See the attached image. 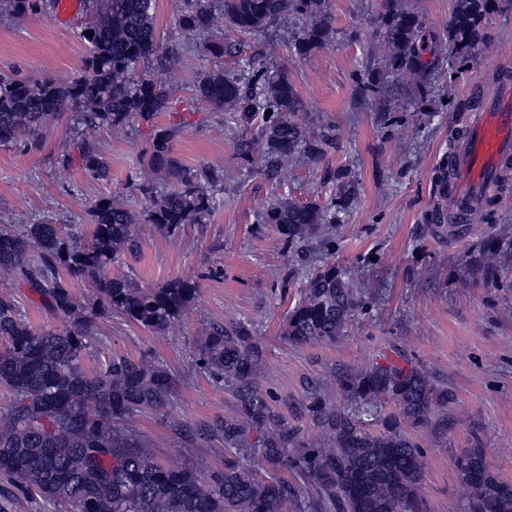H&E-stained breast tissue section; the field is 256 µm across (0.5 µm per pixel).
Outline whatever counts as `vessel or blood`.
Masks as SVG:
<instances>
[{
  "instance_id": "vessel-or-blood-1",
  "label": "vessel or blood",
  "mask_w": 512,
  "mask_h": 512,
  "mask_svg": "<svg viewBox=\"0 0 512 512\" xmlns=\"http://www.w3.org/2000/svg\"><path fill=\"white\" fill-rule=\"evenodd\" d=\"M512 161V76L503 75L488 95L474 93L462 132L448 149L431 224L454 223L458 237L470 230L476 209L497 192L501 169Z\"/></svg>"
}]
</instances>
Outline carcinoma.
Instances as JSON below:
<instances>
[{"mask_svg": "<svg viewBox=\"0 0 512 512\" xmlns=\"http://www.w3.org/2000/svg\"><path fill=\"white\" fill-rule=\"evenodd\" d=\"M18 14L37 13L44 0H3ZM325 0H190L177 17L178 27L197 33L200 55L218 60L230 53L224 30L258 37L284 15L301 23L289 45L306 57L336 35ZM383 0L377 16L382 67L416 79L420 96L431 93L432 77L448 67V79L466 70L487 42L492 15L512 8V0H453L443 34L425 30L421 16ZM97 18L81 38L89 46L82 73L65 83L0 76V144L24 139L42 148L41 131L70 114L94 129L125 131L132 116L150 123L166 111L172 78L135 77L139 63L162 52L153 22V0H99ZM241 73L205 72L196 99L244 121L265 116L258 139H243L239 151L258 157L261 171L275 176L296 163H316L335 137L310 134L299 121L306 104L285 69L269 70L258 59L240 63ZM383 82L374 72L361 86L362 97L381 96ZM60 160L74 162L93 179L109 175L95 142L82 138L66 146ZM141 162L170 180L168 190L139 187L141 214L110 198L94 203L86 243L60 224L0 228V274L18 276L68 320L61 332L37 331L19 314L15 299L0 295V386L13 396L0 412V476L67 512H428L422 492L424 452L419 436L448 432L452 393L404 355L400 361L361 372L336 375L346 402L335 403L318 389L310 392L304 415L318 438L304 444L258 385L262 350L243 324L206 325L196 337L198 364L227 386L236 402L231 418L185 428L191 440L224 443V473L211 485L200 466L160 462L144 440L128 430L134 412L170 407L175 382L164 364L149 356L114 357L90 373L83 367L94 316L119 313L139 327L163 335L194 302L197 288L176 277L161 286H144L125 274H109L120 256L136 259L142 243L138 217L160 233L175 237L190 225L204 224L219 208L204 169L182 165L169 133L154 132ZM336 192L324 206L281 200L259 211L255 221L274 228L291 261L308 268L302 297L289 313L285 335L296 344L334 341L367 305L357 280L334 264L318 265L307 244L336 245L331 224L358 192L345 169L332 174ZM508 257L500 238L482 245L475 270L495 280ZM95 288L97 303L82 306L75 280ZM261 438L252 443L251 432ZM464 490L462 512H512V482L490 468L484 450L472 448L456 458ZM301 475L310 490L300 494L280 475Z\"/></svg>", "mask_w": 512, "mask_h": 512, "instance_id": "cac0c4a2", "label": "carcinoma"}]
</instances>
